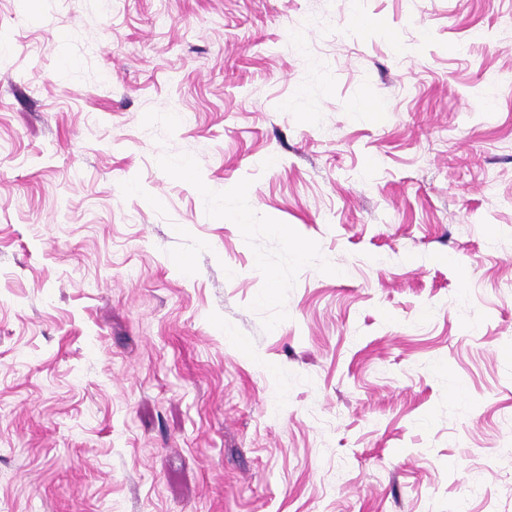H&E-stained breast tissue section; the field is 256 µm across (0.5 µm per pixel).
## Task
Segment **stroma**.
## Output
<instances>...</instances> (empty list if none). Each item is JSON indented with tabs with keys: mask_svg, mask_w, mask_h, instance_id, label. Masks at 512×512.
Segmentation results:
<instances>
[{
	"mask_svg": "<svg viewBox=\"0 0 512 512\" xmlns=\"http://www.w3.org/2000/svg\"><path fill=\"white\" fill-rule=\"evenodd\" d=\"M0 39V512H512V0Z\"/></svg>",
	"mask_w": 512,
	"mask_h": 512,
	"instance_id": "35a3bbf8",
	"label": "stroma"
}]
</instances>
